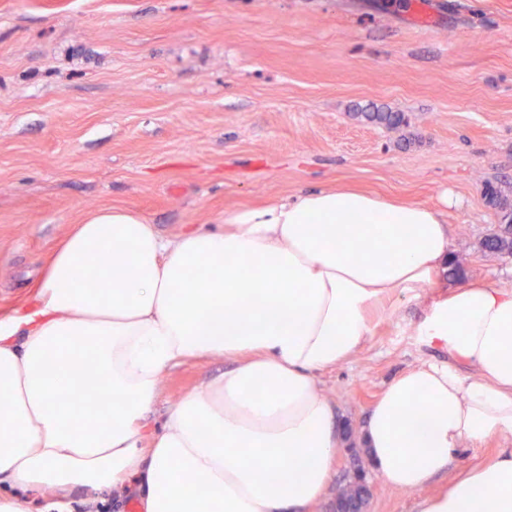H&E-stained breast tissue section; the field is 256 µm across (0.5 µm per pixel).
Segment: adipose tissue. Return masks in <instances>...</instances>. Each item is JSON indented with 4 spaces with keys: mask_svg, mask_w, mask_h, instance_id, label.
<instances>
[{
    "mask_svg": "<svg viewBox=\"0 0 512 512\" xmlns=\"http://www.w3.org/2000/svg\"><path fill=\"white\" fill-rule=\"evenodd\" d=\"M450 259L441 209L342 186L171 237L124 210L87 217L0 315V512H27L22 489L76 487L92 503L139 489L142 512H309L340 445L319 373L362 350L382 301L444 287L418 333L466 372H402L361 431L386 486L427 487L462 444L512 439V289L447 286ZM192 358L232 367L151 431L163 373ZM421 512H512V452Z\"/></svg>",
    "mask_w": 512,
    "mask_h": 512,
    "instance_id": "ef3b65f1",
    "label": "adipose tissue"
}]
</instances>
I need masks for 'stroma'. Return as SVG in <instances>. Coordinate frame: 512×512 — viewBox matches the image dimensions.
I'll return each instance as SVG.
<instances>
[{"label": "stroma", "mask_w": 512, "mask_h": 512, "mask_svg": "<svg viewBox=\"0 0 512 512\" xmlns=\"http://www.w3.org/2000/svg\"><path fill=\"white\" fill-rule=\"evenodd\" d=\"M0 0V312L19 307L55 247L92 211L137 212L161 233L351 186L438 204L468 279L512 289V255L480 240L499 217L483 178L512 193V0ZM402 112L387 129L358 120ZM434 289L384 301L361 352L320 373L348 438L331 492L365 468L367 512H420L422 492L382 484L358 438L400 372L448 366L416 332ZM167 369L149 416L223 373ZM29 512H140L137 492ZM356 117L367 122L384 125L386 127H399L405 123V115L402 112H385L375 109L374 106L361 109L356 113Z\"/></svg>", "instance_id": "1"}]
</instances>
